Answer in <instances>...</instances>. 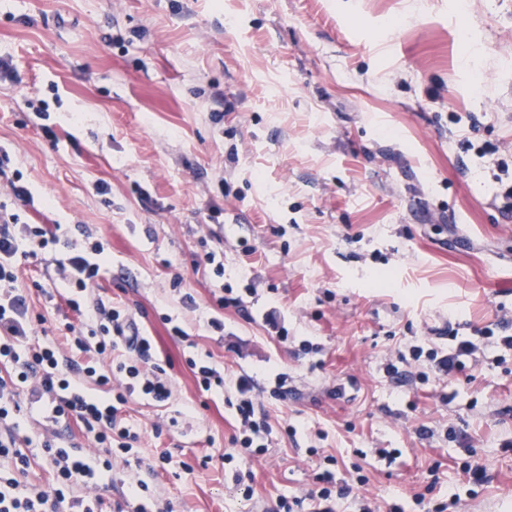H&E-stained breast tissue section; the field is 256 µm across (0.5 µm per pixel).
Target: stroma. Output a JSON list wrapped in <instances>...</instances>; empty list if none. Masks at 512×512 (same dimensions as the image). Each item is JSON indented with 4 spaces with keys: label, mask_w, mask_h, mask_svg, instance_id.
Returning a JSON list of instances; mask_svg holds the SVG:
<instances>
[{
    "label": "stroma",
    "mask_w": 512,
    "mask_h": 512,
    "mask_svg": "<svg viewBox=\"0 0 512 512\" xmlns=\"http://www.w3.org/2000/svg\"><path fill=\"white\" fill-rule=\"evenodd\" d=\"M0 58V180L33 199L0 206L102 240L94 293L172 383L123 408L140 467L71 496L117 512L135 476L171 512H314L328 470L336 512H434L469 463L489 481L457 512H512V351L384 370L446 321H512V0H0ZM60 257L22 264L51 336ZM206 353L223 391L187 364ZM242 374L272 428L249 500ZM318 488L310 494L316 501L318 512H334L336 499H342L349 492L348 486H336L335 477L329 471L317 475ZM334 493V495H333Z\"/></svg>",
    "instance_id": "1"
}]
</instances>
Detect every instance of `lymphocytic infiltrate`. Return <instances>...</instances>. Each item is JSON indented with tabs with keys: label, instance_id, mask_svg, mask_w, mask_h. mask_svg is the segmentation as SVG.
<instances>
[{
	"label": "lymphocytic infiltrate",
	"instance_id": "1",
	"mask_svg": "<svg viewBox=\"0 0 512 512\" xmlns=\"http://www.w3.org/2000/svg\"><path fill=\"white\" fill-rule=\"evenodd\" d=\"M60 230L57 224H22L17 215L0 212V363L12 367L11 373L0 377V458L10 460L14 470L13 475H0V512H92L84 499L66 496L65 485L97 484L102 473L111 472L113 458L131 454L139 435L124 426L121 417L129 396L163 403L172 394L164 369L154 360L150 339L128 332L125 315L89 297L107 261L101 241L82 249L64 244L65 256L57 263L62 280L73 290L64 305L79 323L67 325L66 331L82 359L66 355L53 339H33L32 293L20 282V262L48 244H62ZM444 332L447 348L414 345L409 349L411 360L427 359L439 372L450 374L475 360L477 353L499 347L512 350V335L498 336L489 328H475L462 336L449 324ZM122 345L133 352V359L106 367L105 357ZM253 386L249 375L235 380L239 432L231 442L247 450L255 437L268 430L266 414L257 413L250 395ZM23 390L29 402L38 405L45 430L73 424L103 448L107 458L102 469H95L82 449L47 438L41 448L53 465L55 485L48 490L21 488L17 476L29 466L32 445L21 433L25 414L18 395Z\"/></svg>",
	"mask_w": 512,
	"mask_h": 512
}]
</instances>
